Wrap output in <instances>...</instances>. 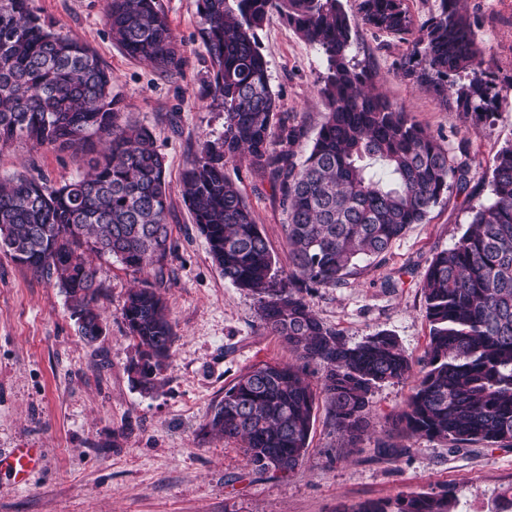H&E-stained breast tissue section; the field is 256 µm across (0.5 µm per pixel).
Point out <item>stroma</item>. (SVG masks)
Wrapping results in <instances>:
<instances>
[{"instance_id":"obj_1","label":"stroma","mask_w":512,"mask_h":512,"mask_svg":"<svg viewBox=\"0 0 512 512\" xmlns=\"http://www.w3.org/2000/svg\"><path fill=\"white\" fill-rule=\"evenodd\" d=\"M182 44L177 75L132 59L113 43L106 0H35L55 30L89 44L114 77L119 121L148 127L170 182L168 222L174 249L163 275L136 272L118 260H95L103 294L97 302L106 331L94 343L77 333L54 282L0 252V450L35 448L39 463L25 484L0 474V512H336L348 505L451 486L456 512H512V448L473 446L449 453L445 443L394 435L410 383L374 389L369 428L347 448L319 405L301 467L282 475L255 470L240 446L207 433L205 424L224 390L248 368L286 362L287 349L261 325L255 297L225 281L184 201L181 176L200 144L224 132V113L212 102L210 62L199 36L197 0H160ZM482 51V67L499 97L490 120L466 113L456 94L440 102L405 79L397 67L409 40L358 25L354 60L392 103L449 149L465 144L478 170L467 192L449 193L426 223L411 228L360 274L339 288H317L308 300L321 320L352 343L385 330L412 360L425 351L429 323L421 291L433 255L453 246L474 207L487 202L482 177L494 156L512 143V0H464ZM279 110L302 126L296 147L305 159L327 106L318 92L323 54L279 14L258 32ZM82 154L25 142L0 150V178L18 172L54 184L75 178ZM266 235L278 270L288 268L286 213L267 179L247 163H230ZM157 280L177 334L160 389L145 394L128 367L135 342L120 315L130 288ZM386 441L405 446L398 457L380 454Z\"/></svg>"}]
</instances>
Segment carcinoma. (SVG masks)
<instances>
[{"label":"carcinoma","mask_w":512,"mask_h":512,"mask_svg":"<svg viewBox=\"0 0 512 512\" xmlns=\"http://www.w3.org/2000/svg\"><path fill=\"white\" fill-rule=\"evenodd\" d=\"M273 12L327 63L319 92L328 112L301 163L294 145L303 130L279 116L257 37ZM198 13L224 134L204 142L184 171V199L224 279L257 297L262 325L294 358L254 366L225 388L209 433L240 444L258 471L270 470L276 458L292 473L308 451L319 400L353 446L366 431L373 390L412 377L393 419L398 435L442 441L451 453L476 444L512 448V144L493 159L490 200L428 265L422 294L430 332L419 369L387 331L353 344L316 316L304 291L347 284L411 225L425 223L448 191H465L472 178L467 151L450 154L404 106L371 89L367 69L351 57L356 21L342 0H198ZM359 13L380 32L411 30L404 0H360ZM105 21L130 57L165 73L180 70V45L159 0H107ZM400 70L441 100L456 90L481 120L493 115L498 92L482 69L461 0H439ZM462 73L468 82L457 87L451 77ZM112 81L91 48L45 23L32 0H0V150L26 140L90 154L88 171L60 186L26 172L0 180V251L55 281L88 342L104 333L96 307L102 284L90 257H115L160 275L172 250L162 156L147 128L118 123ZM242 158L281 196L286 272L275 269L266 237L224 172ZM120 314L136 342L131 381L152 392L176 341L167 302L144 281L127 293ZM311 364L321 370L318 384L309 377ZM455 507L448 489L342 504L336 512Z\"/></svg>","instance_id":"cac0c4a2"}]
</instances>
